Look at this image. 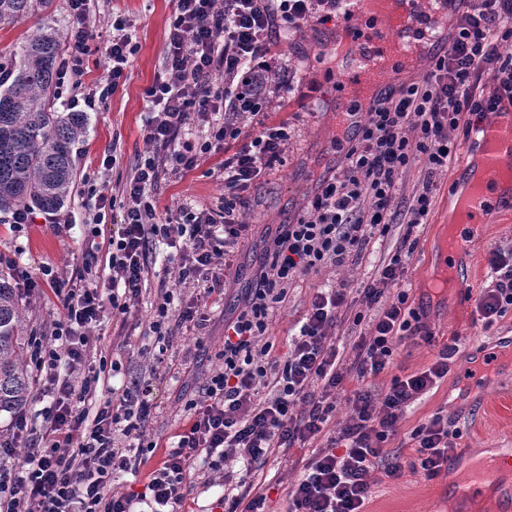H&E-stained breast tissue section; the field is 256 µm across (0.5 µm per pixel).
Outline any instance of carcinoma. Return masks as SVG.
<instances>
[{
	"label": "carcinoma",
	"instance_id": "cac0c4a2",
	"mask_svg": "<svg viewBox=\"0 0 512 512\" xmlns=\"http://www.w3.org/2000/svg\"><path fill=\"white\" fill-rule=\"evenodd\" d=\"M50 0H0V21L26 16ZM63 45L45 25L0 65V212L20 207L58 212L71 198L74 152L90 126L87 112L57 104L56 61ZM23 307L13 277L0 272V411H22L31 394L19 336Z\"/></svg>",
	"mask_w": 512,
	"mask_h": 512
}]
</instances>
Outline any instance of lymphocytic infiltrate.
I'll use <instances>...</instances> for the list:
<instances>
[{
	"label": "lymphocytic infiltrate",
	"mask_w": 512,
	"mask_h": 512,
	"mask_svg": "<svg viewBox=\"0 0 512 512\" xmlns=\"http://www.w3.org/2000/svg\"><path fill=\"white\" fill-rule=\"evenodd\" d=\"M455 5L447 48L434 53L421 80L386 88L372 101L339 158L335 174L318 179L307 211L269 235L265 263L247 290L242 308L224 326L221 366L206 380L198 397L186 403L189 427L166 451L142 491L119 493L111 485L118 473L136 471L155 442L142 429L153 409L148 388L113 393L92 409L107 358L81 380H59L62 360L82 363L91 347L88 329L104 308L127 315L149 275L150 252L164 240L180 253L179 280L205 293L217 291L222 267L249 236L239 219L257 179L281 164L294 134L290 123L268 125L265 110L287 87L272 82L279 61L271 54L272 36L299 31L343 13L347 0H174L166 37V62L146 91L150 115L147 149L138 158L121 195L107 186L93 188L99 207H116L122 222L108 240L114 289L105 294L87 287L96 262L93 250L75 266L78 287L67 289L45 268L58 294L61 317L47 336H30L28 364L36 399H50L38 443L29 448L23 474L0 469V512H175L188 495L190 470L199 456L219 474L228 464L244 472L234 491L224 495V512H266L265 495L255 492L252 473L280 448L326 444L306 458L297 483L287 492L288 512H363L375 474L395 480L404 471L437 478L448 467L460 436L441 415H433L410 434L411 453L389 457L387 443L396 435L406 410L445 378L460 348L451 337L422 371L393 377L374 395L345 391L348 379L377 377L397 349L432 343V331L409 301L403 282L417 247L413 235L426 224L433 207L436 177L455 154V131L470 135L487 113L512 104V0H448ZM91 0H69L71 28L63 73L79 74L96 39L87 20ZM135 51L125 20L112 23L105 48L108 77L102 90L67 97L69 107L94 111L105 93L125 77ZM223 73L222 83L212 80ZM249 115L260 128L243 133L237 119ZM236 141L219 171L224 200L217 208L183 206L163 217L153 192L169 175L196 169L226 141ZM422 163L424 182L403 208H395L398 184L413 163ZM405 232L376 277L361 285L362 303L376 308L369 335L341 363L334 334L345 314L354 324L364 315L348 301L349 285L326 283L312 295L309 309L285 352L266 340L269 319L285 301L297 278L327 266L362 260L373 238L386 236L391 224ZM490 274L474 307L475 322L490 329L512 310V249L494 251ZM174 295L160 287L149 330L168 342L176 330L202 326L207 316L195 303L174 306ZM345 395L348 421L337 435L327 425L337 395Z\"/></svg>",
	"instance_id": "f902f5d3"
}]
</instances>
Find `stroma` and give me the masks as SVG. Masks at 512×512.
I'll use <instances>...</instances> for the list:
<instances>
[{"label": "stroma", "instance_id": "35a3bbf8", "mask_svg": "<svg viewBox=\"0 0 512 512\" xmlns=\"http://www.w3.org/2000/svg\"><path fill=\"white\" fill-rule=\"evenodd\" d=\"M174 8L173 0H94L92 4L88 24L98 43L111 38L112 20L120 17L131 25L135 53L125 84L90 115L89 133L75 159L77 185L65 209L74 220L71 230L55 234L51 225L40 218L35 223L16 227L10 215L0 214V271L24 269L37 282L35 290L19 293L26 315L24 335L50 333L59 318L58 300L42 279V267L50 266L62 279H69L76 258L86 247L96 238L106 239L112 233L111 215H104L100 226H92L91 219L98 213V206L87 189L89 184L104 183L113 194H121L138 155L147 148L145 91L165 65L166 36ZM43 24L67 34L71 25L67 0H52L48 9L12 21H0V61L8 60L26 37ZM338 26L335 20L308 25L295 39H281L273 47L279 60L288 65L292 89L280 102L271 105L268 120L277 123L297 119V133L285 148L282 166L257 181L250 192V205L239 215L242 223L250 225L252 236L238 252L223 291L204 298L210 311L204 328L176 330L169 347L171 362L159 371H152L150 360L141 354L151 304L160 284L173 287L185 301L201 296L192 285L178 283L175 251L162 244L157 248V263L147 289L132 307L128 319L104 311L99 325L91 332L92 352L103 353L120 367L116 376L99 381L98 396H107L113 387L151 385L156 409L144 433L159 445H169L176 434L184 431L186 401L197 395L218 368L215 353L224 345V320L241 305L268 229L288 223L302 212L314 191L317 176L324 170L322 158L334 154L331 141L336 134V98L330 68L337 57L334 44ZM454 138L457 154L447 172L436 178L435 203L419 234L406 274L411 300L428 304L426 323L435 343L398 350L390 366L377 377L367 379L365 386L372 394H380L393 377H404L428 366L438 347L450 337H462L463 346L448 376L411 405L387 450L393 456L409 455L410 432L436 414L454 421L460 436L448 474L428 481L407 471L399 479L379 481L365 512H448L452 504L448 495L449 478H467L472 466L483 463L488 449L512 445V355L501 352L499 370L484 374L470 384L464 380L465 374L476 368L481 348L497 347L502 339L512 336V311L485 331L474 326L472 308L457 306L455 294L438 295L429 288L443 260L441 229L448 222V206L454 199L452 188L463 185L468 178L469 142L459 132ZM110 154L115 156V163H105V156ZM219 161V155H212L184 177L162 181L154 192L158 213L165 217L184 205L217 206L224 193V184L216 172ZM403 232L401 225H392L387 236L371 241L362 262L327 268L297 279L286 303L270 322V337L277 349H284L295 333L315 288L327 280L345 281L351 288H359L372 277ZM499 248L512 249V218L506 216L493 218L486 224L481 238L472 245L457 270L459 280L466 282L472 292H479L483 287L490 254ZM301 458V452L294 449L279 451L255 473V485L267 496V512H286V489L299 476Z\"/></svg>", "mask_w": 512, "mask_h": 512}]
</instances>
